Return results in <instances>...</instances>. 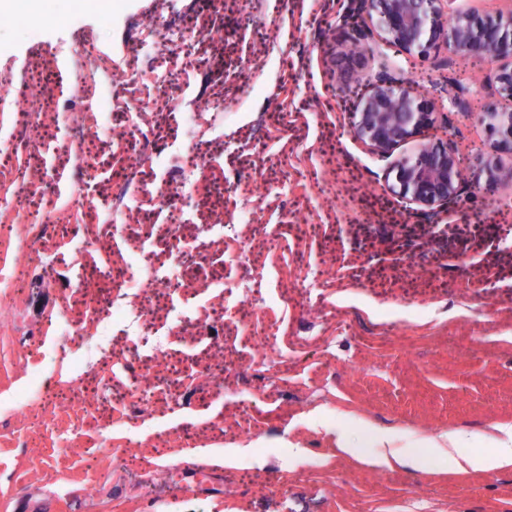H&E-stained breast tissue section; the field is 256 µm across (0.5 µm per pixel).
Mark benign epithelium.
Segmentation results:
<instances>
[{
    "mask_svg": "<svg viewBox=\"0 0 512 512\" xmlns=\"http://www.w3.org/2000/svg\"><path fill=\"white\" fill-rule=\"evenodd\" d=\"M440 0H367L369 17L376 21L389 46L424 55L443 43L457 57L470 60L491 55L507 59L496 74L498 92L512 100V16L482 17L471 12L443 15ZM435 104L411 94L405 78H381L373 85L355 113V138L379 151L414 138L433 123ZM478 121L484 127L495 156L479 159L475 182L490 193L502 181L512 179V168L505 171L499 156L512 157V110L491 105L479 107ZM464 160L448 143L425 145L414 158L397 162L391 191L411 197L427 206L457 195Z\"/></svg>",
    "mask_w": 512,
    "mask_h": 512,
    "instance_id": "obj_1",
    "label": "benign epithelium"
}]
</instances>
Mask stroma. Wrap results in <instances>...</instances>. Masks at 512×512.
I'll return each instance as SVG.
<instances>
[{
    "label": "stroma",
    "mask_w": 512,
    "mask_h": 512,
    "mask_svg": "<svg viewBox=\"0 0 512 512\" xmlns=\"http://www.w3.org/2000/svg\"><path fill=\"white\" fill-rule=\"evenodd\" d=\"M250 9L261 98L224 125V170L238 188L216 244L204 223L184 225L194 261L224 269L223 286L196 281L172 294L133 288L112 317L105 273L125 274L142 237L112 238L95 224H58L21 243L0 223V245L22 244L16 287L0 298V393L42 391L0 408V512H512V465L462 472L430 444L451 433L475 453L512 426V182L496 200L457 196L423 206L392 193L391 168L421 145L452 141L490 153L473 110L512 107L494 75L499 60L465 62L439 45L423 56L385 43L362 0H227ZM363 72L341 76L347 36ZM420 77L434 124L382 153L356 140L353 114L375 83ZM284 74L288 124L260 111ZM26 178L68 169L71 134L46 119ZM264 158L267 192L249 178ZM287 176H280V163ZM256 221L237 223L241 208ZM92 237L78 281L60 285L39 263L46 243ZM149 310L152 346H138ZM79 327L58 336L56 320ZM391 433L420 469L374 464L375 437ZM253 459L211 464L209 448Z\"/></svg>",
    "instance_id": "35a3bbf8"
}]
</instances>
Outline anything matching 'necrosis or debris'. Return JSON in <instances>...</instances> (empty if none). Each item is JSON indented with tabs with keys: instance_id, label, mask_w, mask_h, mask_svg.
Segmentation results:
<instances>
[{
	"instance_id": "4bbe7bcc",
	"label": "necrosis or debris",
	"mask_w": 512,
	"mask_h": 512,
	"mask_svg": "<svg viewBox=\"0 0 512 512\" xmlns=\"http://www.w3.org/2000/svg\"><path fill=\"white\" fill-rule=\"evenodd\" d=\"M170 2L139 0L104 20L66 25L63 45L46 59L57 76L52 83L23 79L27 60L44 59L43 41L0 60V153L11 158L0 168L1 222L24 225L33 238L53 224L93 222L116 236L161 224L169 248L184 256L191 246L183 224L200 215L223 223L224 199L235 190L212 149L228 110L224 47L243 41L252 15L228 17L225 0H180L176 8ZM48 99L80 135L72 141L73 167L46 169L53 206L34 213L20 202L27 192L22 173L29 154L49 153L48 143L31 136ZM20 111L26 124L15 120ZM88 135L98 138L99 154L86 152ZM103 154L123 173L108 199L95 189Z\"/></svg>"
}]
</instances>
